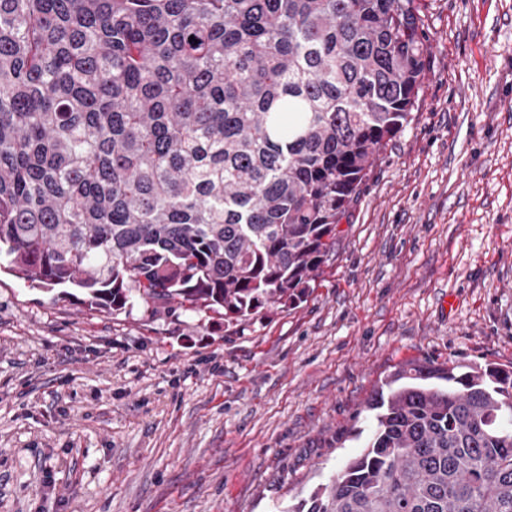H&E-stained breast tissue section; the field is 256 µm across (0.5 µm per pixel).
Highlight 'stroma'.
I'll use <instances>...</instances> for the list:
<instances>
[{
	"label": "stroma",
	"mask_w": 512,
	"mask_h": 512,
	"mask_svg": "<svg viewBox=\"0 0 512 512\" xmlns=\"http://www.w3.org/2000/svg\"><path fill=\"white\" fill-rule=\"evenodd\" d=\"M430 66L307 298L111 312L0 276V512H286L398 370L512 369V0H421Z\"/></svg>",
	"instance_id": "1"
}]
</instances>
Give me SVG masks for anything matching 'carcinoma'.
Returning <instances> with one entry per match:
<instances>
[{
  "label": "carcinoma",
  "mask_w": 512,
  "mask_h": 512,
  "mask_svg": "<svg viewBox=\"0 0 512 512\" xmlns=\"http://www.w3.org/2000/svg\"><path fill=\"white\" fill-rule=\"evenodd\" d=\"M424 18L415 0H0V270L112 312L296 304L415 108ZM386 386L363 451L288 512H512V370L450 360Z\"/></svg>",
  "instance_id": "obj_1"
}]
</instances>
